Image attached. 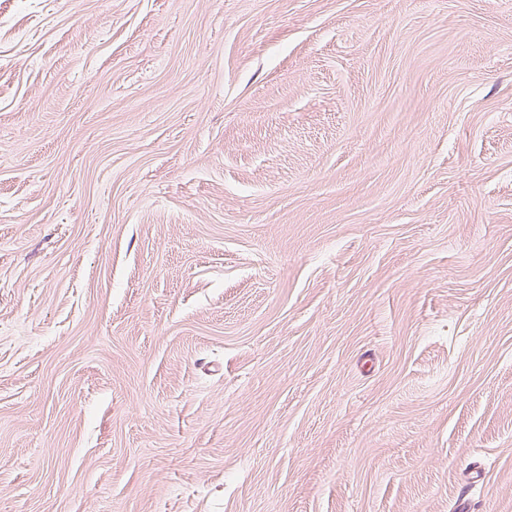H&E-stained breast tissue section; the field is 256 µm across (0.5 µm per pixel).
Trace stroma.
I'll list each match as a JSON object with an SVG mask.
<instances>
[{
    "mask_svg": "<svg viewBox=\"0 0 512 512\" xmlns=\"http://www.w3.org/2000/svg\"><path fill=\"white\" fill-rule=\"evenodd\" d=\"M0 512H512V0H0Z\"/></svg>",
    "mask_w": 512,
    "mask_h": 512,
    "instance_id": "stroma-1",
    "label": "stroma"
}]
</instances>
